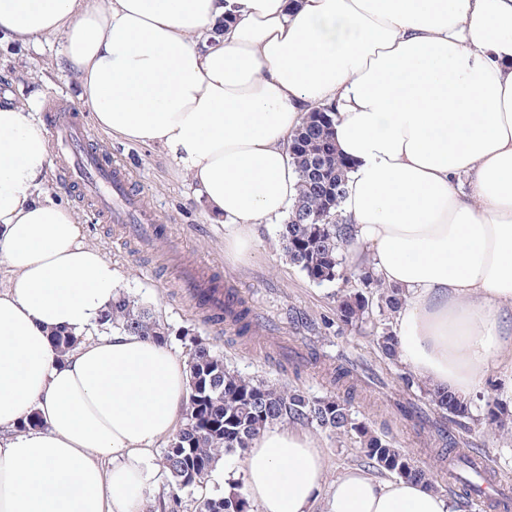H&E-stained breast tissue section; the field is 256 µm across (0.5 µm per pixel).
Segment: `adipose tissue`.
I'll return each instance as SVG.
<instances>
[{
  "instance_id": "obj_1",
  "label": "adipose tissue",
  "mask_w": 512,
  "mask_h": 512,
  "mask_svg": "<svg viewBox=\"0 0 512 512\" xmlns=\"http://www.w3.org/2000/svg\"><path fill=\"white\" fill-rule=\"evenodd\" d=\"M0 33L61 39L94 123L160 146L241 262L296 200L293 134L334 106L351 263L403 290L404 365L463 397L497 368L512 400V0H0ZM53 165L42 124L5 97L0 512H143L187 360L101 324L117 273L47 196ZM57 330L80 344L61 354ZM244 493L259 512H456L423 482L328 479L319 440L288 423L252 440Z\"/></svg>"
}]
</instances>
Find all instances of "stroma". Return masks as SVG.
<instances>
[{
	"mask_svg": "<svg viewBox=\"0 0 512 512\" xmlns=\"http://www.w3.org/2000/svg\"><path fill=\"white\" fill-rule=\"evenodd\" d=\"M7 93L26 101L39 121L44 120L49 105L77 103V80L62 66L59 40L26 48L0 42V96ZM89 131L95 148L127 169L142 189L146 205L165 224V231L140 244L95 221L91 204L65 185L60 169L52 170L45 190L50 198L76 212L86 228V243L99 248L116 269L119 289L168 327L170 349L185 356L192 341H203L229 368L299 390L312 399L336 394L327 371L339 365L348 367L357 389L354 416L428 468L437 491L453 500L459 494L458 484L448 473V448L441 438L446 432L455 436L459 447L478 449L494 484L512 497V431L501 432L486 421L489 405L499 400L496 376H489L485 388L469 397L468 418L455 423L428 402L423 388L406 386L401 361L382 356L376 346V334L382 329L380 316H371L358 328L339 319L337 297L347 291V284L310 281L286 259L277 225H260L248 262L233 263L224 250L222 225L214 222L190 178L160 148L125 141L95 125ZM197 264L252 307L255 332L251 338L242 340L231 331H215L182 295V271ZM284 351L303 357L314 354L318 362L296 373L280 366ZM400 401L422 408L420 426L396 416L394 406ZM310 432L322 443L329 477L361 466L354 437H339L315 426Z\"/></svg>",
	"mask_w": 512,
	"mask_h": 512,
	"instance_id": "35a3bbf8",
	"label": "stroma"
}]
</instances>
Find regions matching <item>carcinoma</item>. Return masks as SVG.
Wrapping results in <instances>:
<instances>
[{
  "mask_svg": "<svg viewBox=\"0 0 512 512\" xmlns=\"http://www.w3.org/2000/svg\"><path fill=\"white\" fill-rule=\"evenodd\" d=\"M333 121L334 108L321 105L307 115L291 140L298 196L279 227V236L289 263L312 282L322 285L354 279L369 290L367 295L358 290L340 297L339 318L356 326L370 318L374 307L385 317L396 312L404 296L401 289L381 283L368 267L348 270L343 266V250L355 244L340 211L350 164L337 153L331 134ZM221 319L237 327L241 335L252 326L250 311L230 292L224 297V316H215V320ZM102 321L160 346L169 341V329L122 292L112 300ZM52 339L63 353L81 342L65 331L54 333ZM377 345L386 358H398L397 342L388 328L378 334ZM188 388L184 423L170 438L163 462L170 496L175 501L182 491L201 483L222 455L245 451L261 430L283 422L310 423L334 434L352 433L368 466L432 484L429 470L418 465L408 452L352 417L349 400L332 396L310 399L297 390L243 375L224 365V358L205 342L196 341L190 348ZM426 394L443 412L454 417L469 415L468 402L454 393L429 388ZM479 460L475 452L454 456L455 480L461 486L463 505L481 494L483 483L488 481ZM196 512H250V504L237 486L223 496L200 500Z\"/></svg>",
  "mask_w": 512,
  "mask_h": 512,
  "instance_id": "carcinoma-1",
  "label": "carcinoma"
}]
</instances>
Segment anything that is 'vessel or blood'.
<instances>
[{"instance_id":"obj_1","label":"vessel or blood","mask_w":512,"mask_h":512,"mask_svg":"<svg viewBox=\"0 0 512 512\" xmlns=\"http://www.w3.org/2000/svg\"><path fill=\"white\" fill-rule=\"evenodd\" d=\"M46 122L52 130V149L63 164L67 185L93 202L99 219L119 225L127 235L136 224L155 230L157 218L132 189L123 166L89 146V131L79 110L68 105L54 106L47 112Z\"/></svg>"}]
</instances>
